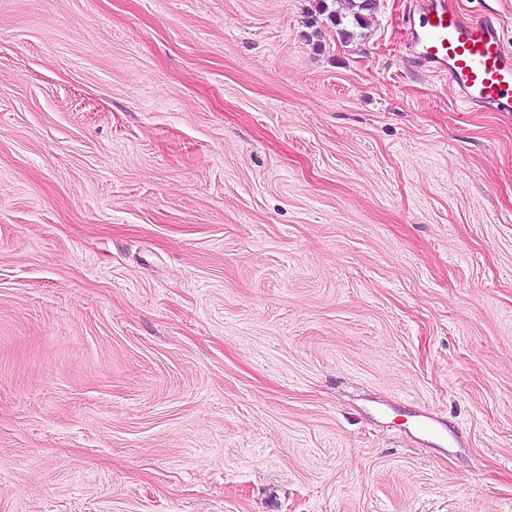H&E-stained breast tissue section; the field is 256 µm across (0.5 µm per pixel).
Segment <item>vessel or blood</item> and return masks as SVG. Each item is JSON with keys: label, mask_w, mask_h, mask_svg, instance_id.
Wrapping results in <instances>:
<instances>
[{"label": "vessel or blood", "mask_w": 512, "mask_h": 512, "mask_svg": "<svg viewBox=\"0 0 512 512\" xmlns=\"http://www.w3.org/2000/svg\"><path fill=\"white\" fill-rule=\"evenodd\" d=\"M403 44L421 65L445 75L471 108L512 112V49L497 17L469 18L441 0H417Z\"/></svg>", "instance_id": "b4317fda"}]
</instances>
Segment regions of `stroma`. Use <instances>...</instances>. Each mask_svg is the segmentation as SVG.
<instances>
[{
    "label": "stroma",
    "instance_id": "stroma-1",
    "mask_svg": "<svg viewBox=\"0 0 512 512\" xmlns=\"http://www.w3.org/2000/svg\"><path fill=\"white\" fill-rule=\"evenodd\" d=\"M412 2L0 0V512H512V112Z\"/></svg>",
    "mask_w": 512,
    "mask_h": 512
}]
</instances>
